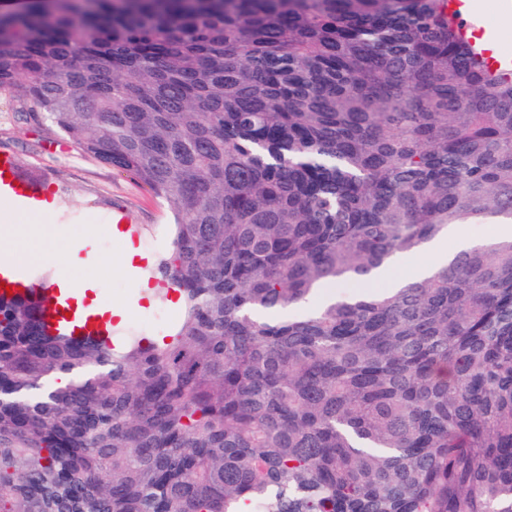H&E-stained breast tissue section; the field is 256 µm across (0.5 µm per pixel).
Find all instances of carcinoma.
Here are the masks:
<instances>
[{
	"instance_id": "1",
	"label": "carcinoma",
	"mask_w": 512,
	"mask_h": 512,
	"mask_svg": "<svg viewBox=\"0 0 512 512\" xmlns=\"http://www.w3.org/2000/svg\"><path fill=\"white\" fill-rule=\"evenodd\" d=\"M0 96L170 204L157 339L0 296V512H512V73L448 0L0 12ZM353 289L311 313L329 285Z\"/></svg>"
}]
</instances>
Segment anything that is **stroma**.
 <instances>
[{
    "mask_svg": "<svg viewBox=\"0 0 512 512\" xmlns=\"http://www.w3.org/2000/svg\"><path fill=\"white\" fill-rule=\"evenodd\" d=\"M479 24L496 39L499 53L512 55V22L505 20L503 0H477ZM0 154L10 155L25 179L45 185L46 199L55 201L49 230L40 244L41 260L29 266L35 279L54 273L59 266L56 253L62 242L83 243L82 258L87 268L99 271V294L115 304L128 303L133 311L125 321L146 336L167 333L178 310L167 305L137 303L136 274L108 271L109 261L122 250L120 240L111 237L109 227L129 234L141 256L136 265L147 268L157 262L164 244L157 229L173 223V213L164 201L135 178L111 165L82 153L60 137L50 122L13 112L0 98Z\"/></svg>",
    "mask_w": 512,
    "mask_h": 512,
    "instance_id": "stroma-1",
    "label": "stroma"
}]
</instances>
